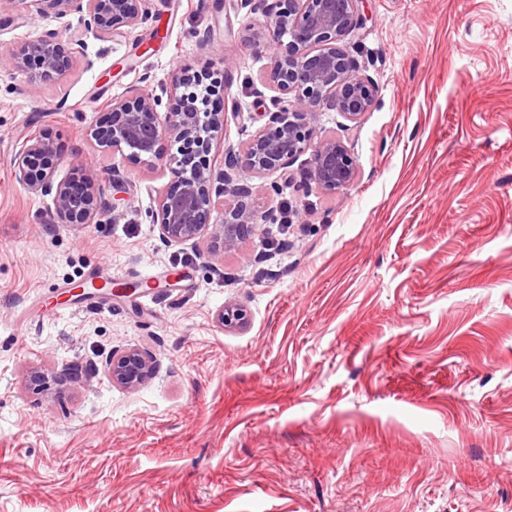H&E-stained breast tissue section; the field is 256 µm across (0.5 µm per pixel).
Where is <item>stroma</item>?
<instances>
[{"instance_id":"1","label":"stroma","mask_w":512,"mask_h":512,"mask_svg":"<svg viewBox=\"0 0 512 512\" xmlns=\"http://www.w3.org/2000/svg\"><path fill=\"white\" fill-rule=\"evenodd\" d=\"M145 6L37 93L11 52L56 22L0 9V512H512V0H360L344 47L374 104L316 119L353 184L309 185L305 155L239 170L260 212L300 217L217 261L151 222L171 140L130 167L85 130L142 73L224 68L223 162L274 94L248 42L266 20ZM33 130L56 179L92 173L113 211L54 222L11 173ZM128 349L155 365L134 389L106 371Z\"/></svg>"}]
</instances>
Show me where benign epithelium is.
<instances>
[{
  "label": "benign epithelium",
  "mask_w": 512,
  "mask_h": 512,
  "mask_svg": "<svg viewBox=\"0 0 512 512\" xmlns=\"http://www.w3.org/2000/svg\"><path fill=\"white\" fill-rule=\"evenodd\" d=\"M31 16L50 14L68 31L46 29L35 40L12 50L13 68L27 75L31 90L40 82L63 75L69 62L88 60V40L128 38L149 20L143 0H22ZM360 0H240V8L266 18L267 33L252 36L257 57L270 58L269 82L277 95L270 99L267 117L238 150L224 152V169L215 171L211 153L222 137L226 108L202 114L191 104V90L201 87L211 99H225L227 83L190 67H178L168 77L167 100L149 92L153 76L145 72L121 98L109 104V117L86 130L100 147L121 153L130 164L159 157L164 138L185 144L182 154L170 158L174 187L163 194L152 213V223L167 243L201 237L211 240L209 257L217 259L234 248L254 224L267 221L253 205V188L240 182L236 172L246 168L260 175L286 169L310 154L308 171L319 189L336 193L355 178V163L346 147L334 138L317 140L315 122L321 106L357 122L375 100L372 81L358 73L343 47L347 35L360 25ZM56 147L39 132H30L12 159L14 179L29 190L52 196L58 224H90L109 211L101 200L94 177L54 181ZM224 213L213 215L216 201ZM222 326L247 324V311L227 305L218 314ZM112 382L135 388L154 371L152 361L132 349L114 354L107 363Z\"/></svg>",
  "instance_id": "benign-epithelium-1"
}]
</instances>
